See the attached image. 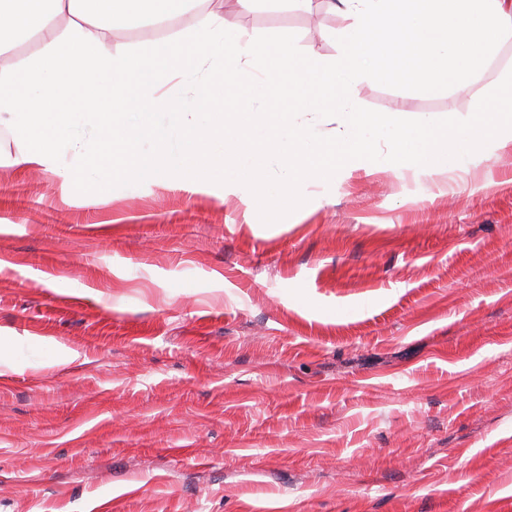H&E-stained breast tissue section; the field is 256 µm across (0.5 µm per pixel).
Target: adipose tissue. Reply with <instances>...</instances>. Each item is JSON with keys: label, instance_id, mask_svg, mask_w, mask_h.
<instances>
[{"label": "adipose tissue", "instance_id": "ef3b65f1", "mask_svg": "<svg viewBox=\"0 0 512 512\" xmlns=\"http://www.w3.org/2000/svg\"><path fill=\"white\" fill-rule=\"evenodd\" d=\"M341 15L335 63L294 64L289 37L266 47L228 21L225 0H0V57L36 42L20 66L0 64V127L12 164L114 185H217L287 213L306 187L355 168L428 176L476 160L474 145L512 149V102L463 121L432 112L362 109L353 90L377 80L393 47L434 90L441 72L469 88L512 36V0H324ZM164 26L126 52L112 39L137 21ZM303 112L333 115L323 140Z\"/></svg>", "mask_w": 512, "mask_h": 512}]
</instances>
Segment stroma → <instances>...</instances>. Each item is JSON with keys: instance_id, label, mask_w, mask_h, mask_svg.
Listing matches in <instances>:
<instances>
[{"instance_id": "obj_1", "label": "stroma", "mask_w": 512, "mask_h": 512, "mask_svg": "<svg viewBox=\"0 0 512 512\" xmlns=\"http://www.w3.org/2000/svg\"><path fill=\"white\" fill-rule=\"evenodd\" d=\"M235 22L335 59L322 0ZM329 39H320V32ZM384 61L369 111L492 101ZM0 512H512V150L289 216L0 159Z\"/></svg>"}]
</instances>
